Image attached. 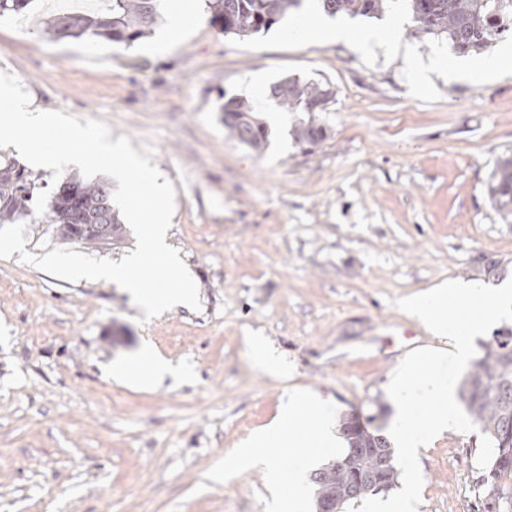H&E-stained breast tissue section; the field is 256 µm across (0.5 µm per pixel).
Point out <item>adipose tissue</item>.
I'll return each mask as SVG.
<instances>
[{
    "label": "adipose tissue",
    "mask_w": 512,
    "mask_h": 512,
    "mask_svg": "<svg viewBox=\"0 0 512 512\" xmlns=\"http://www.w3.org/2000/svg\"><path fill=\"white\" fill-rule=\"evenodd\" d=\"M342 443L335 421L321 411L318 397L292 394L282 402L273 423L255 431L228 454L225 468L231 472H244L259 465L264 466L268 485L275 491L287 492L289 502L301 506L308 497L304 473L319 464V449H337ZM269 448L302 449V474L290 477L269 465L265 456Z\"/></svg>",
    "instance_id": "adipose-tissue-1"
}]
</instances>
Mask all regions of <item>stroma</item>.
Here are the masks:
<instances>
[{"label": "stroma", "mask_w": 512, "mask_h": 512, "mask_svg": "<svg viewBox=\"0 0 512 512\" xmlns=\"http://www.w3.org/2000/svg\"><path fill=\"white\" fill-rule=\"evenodd\" d=\"M200 23L154 51L60 38L58 16L105 11L108 0H34L0 17V70L31 110L104 121L152 159L176 192L168 234L198 286L201 308L147 322L117 284L71 282L0 258V512H268L258 470L224 474V459L278 414L284 395L318 392L338 421L357 414L387 430L385 386L420 338L452 350L397 306L450 280L512 279V224L487 193L512 153V64L492 75L485 54H455L444 37L414 36L400 6L378 18L336 16L356 35L336 43L290 28L319 14L305 0L286 25L251 38ZM297 76L331 86L326 136L305 148L298 115L252 92ZM253 101L270 127L253 151L224 127V99ZM26 167L36 202L26 251L64 247L48 219L55 186L15 147L0 166ZM268 339L287 362L265 374L246 339ZM154 345L187 378L134 386L108 377ZM491 450L480 432L451 431L420 448L419 512H481Z\"/></svg>", "instance_id": "1"}]
</instances>
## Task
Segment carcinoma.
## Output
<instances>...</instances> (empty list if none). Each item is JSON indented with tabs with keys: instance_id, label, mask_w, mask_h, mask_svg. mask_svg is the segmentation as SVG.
<instances>
[{
	"instance_id": "cac0c4a2",
	"label": "carcinoma",
	"mask_w": 512,
	"mask_h": 512,
	"mask_svg": "<svg viewBox=\"0 0 512 512\" xmlns=\"http://www.w3.org/2000/svg\"><path fill=\"white\" fill-rule=\"evenodd\" d=\"M33 0H0V17L30 10ZM163 0H111V7L95 15H63L51 26L61 38H102L132 46L157 24ZM303 0H206L210 22L228 37H252L268 32L297 10ZM330 16H378L399 0H319ZM415 22V35H444L458 54L478 52L491 42L512 34V0H405ZM271 96L302 117L294 137L302 146L318 145L326 136L320 113L326 111L332 90L319 81L288 77L271 88ZM224 127L233 138L254 151L263 148L268 128L258 108L243 98L222 105ZM34 182L24 170L0 168V220L31 214ZM487 193L497 216L512 224V155L500 157L492 170ZM55 224H111L114 235L123 229L112 190L105 180L87 182L74 175L63 177L50 202ZM459 397L493 448L484 464L480 495L485 512L498 502L512 504V335L486 346L459 389ZM348 443L346 456L314 474L316 512L349 506L382 485L391 489L398 471L394 452L379 430L343 424Z\"/></svg>"
}]
</instances>
